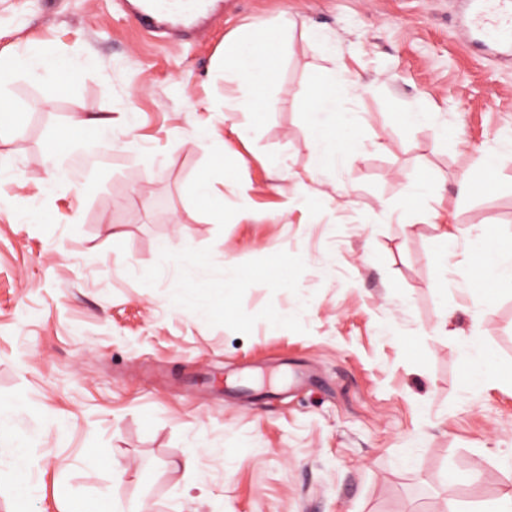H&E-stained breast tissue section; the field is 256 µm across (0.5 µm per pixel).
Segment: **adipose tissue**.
<instances>
[{
	"instance_id": "ef3b65f1",
	"label": "adipose tissue",
	"mask_w": 512,
	"mask_h": 512,
	"mask_svg": "<svg viewBox=\"0 0 512 512\" xmlns=\"http://www.w3.org/2000/svg\"><path fill=\"white\" fill-rule=\"evenodd\" d=\"M271 65V54L265 50L241 51L231 63L229 72L237 82L240 94L225 100L224 109L228 112H253L258 108L254 93L257 76ZM359 80L349 77L335 79L322 78L318 85L303 96L301 110L308 124L318 131L313 142L323 167H336L344 142L354 138L357 127L351 112L341 103L336 94L337 87L345 90L358 88ZM496 260L488 266H472L465 277L468 289L483 291L491 282L512 280V238H501L491 244Z\"/></svg>"
}]
</instances>
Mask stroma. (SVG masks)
Segmentation results:
<instances>
[{
	"label": "stroma",
	"mask_w": 512,
	"mask_h": 512,
	"mask_svg": "<svg viewBox=\"0 0 512 512\" xmlns=\"http://www.w3.org/2000/svg\"><path fill=\"white\" fill-rule=\"evenodd\" d=\"M132 10L0 0V54L36 53L59 83L50 99L23 76L0 86L24 109L0 126V402L33 450L23 499L0 452V512H67L103 488L117 512H476L512 488V382L466 369L471 339L512 369V290L463 282L488 238L512 237V155L496 149L512 60L469 43L460 0H217L152 36ZM244 27L274 50L254 115L225 111L238 89L214 70ZM328 73L372 90L348 101L358 138L322 175L300 107ZM417 107L436 124L408 126ZM479 159L492 177L460 194ZM418 177L429 189L404 206ZM168 250L201 261L204 302L232 292L231 318L174 301ZM275 257L282 279L256 277Z\"/></svg>",
	"instance_id": "35a3bbf8"
}]
</instances>
